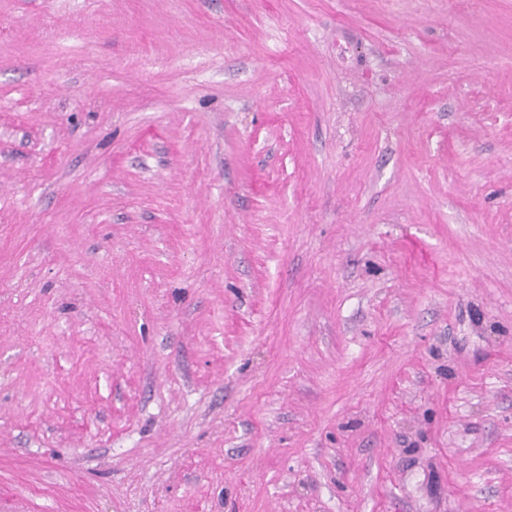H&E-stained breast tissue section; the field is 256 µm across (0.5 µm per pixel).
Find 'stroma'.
<instances>
[{
  "label": "stroma",
  "instance_id": "1",
  "mask_svg": "<svg viewBox=\"0 0 512 512\" xmlns=\"http://www.w3.org/2000/svg\"><path fill=\"white\" fill-rule=\"evenodd\" d=\"M0 512H512V0H0Z\"/></svg>",
  "mask_w": 512,
  "mask_h": 512
}]
</instances>
